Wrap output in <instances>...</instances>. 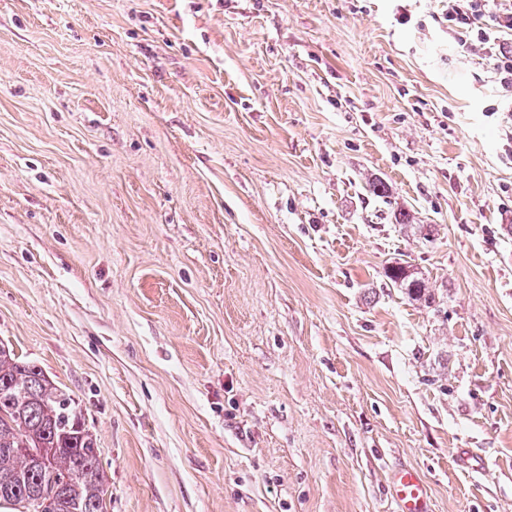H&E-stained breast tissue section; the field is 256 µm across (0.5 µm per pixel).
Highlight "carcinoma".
<instances>
[{
  "label": "carcinoma",
  "instance_id": "cac0c4a2",
  "mask_svg": "<svg viewBox=\"0 0 512 512\" xmlns=\"http://www.w3.org/2000/svg\"><path fill=\"white\" fill-rule=\"evenodd\" d=\"M385 277L413 301L435 306L425 280L397 263ZM108 481L93 435L66 396L0 342V503L15 512H105Z\"/></svg>",
  "mask_w": 512,
  "mask_h": 512
}]
</instances>
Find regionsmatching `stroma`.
Masks as SVG:
<instances>
[{
	"label": "stroma",
	"instance_id": "1",
	"mask_svg": "<svg viewBox=\"0 0 512 512\" xmlns=\"http://www.w3.org/2000/svg\"><path fill=\"white\" fill-rule=\"evenodd\" d=\"M447 12L0 0V342L106 512H512V92ZM385 277L392 287L400 288L409 299L421 302L428 308L435 306V293L430 290L423 278L411 273L409 266L402 263L391 265L387 267ZM388 487L396 512H433L427 483L417 469L393 465Z\"/></svg>",
	"mask_w": 512,
	"mask_h": 512
}]
</instances>
